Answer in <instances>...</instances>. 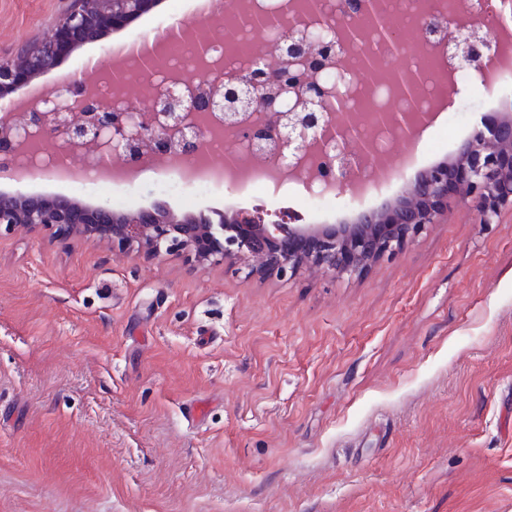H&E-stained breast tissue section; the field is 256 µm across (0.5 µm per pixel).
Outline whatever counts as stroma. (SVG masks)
I'll list each match as a JSON object with an SVG mask.
<instances>
[{
  "label": "stroma",
  "instance_id": "35a3bbf8",
  "mask_svg": "<svg viewBox=\"0 0 512 512\" xmlns=\"http://www.w3.org/2000/svg\"><path fill=\"white\" fill-rule=\"evenodd\" d=\"M166 0L140 38L185 22ZM68 0H0V55ZM95 60L84 45L44 91ZM479 83L430 157L498 120ZM403 184L309 224H340ZM111 196L196 215L239 205L165 167ZM0 512H512V211L449 203L395 256L343 275L242 280L49 231L0 233Z\"/></svg>",
  "mask_w": 512,
  "mask_h": 512
}]
</instances>
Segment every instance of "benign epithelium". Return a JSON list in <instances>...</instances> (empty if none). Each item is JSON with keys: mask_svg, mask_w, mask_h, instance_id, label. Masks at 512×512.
<instances>
[{"mask_svg": "<svg viewBox=\"0 0 512 512\" xmlns=\"http://www.w3.org/2000/svg\"><path fill=\"white\" fill-rule=\"evenodd\" d=\"M289 3L282 0L278 11H255L246 19L245 26L256 32L250 52L257 62L221 85L193 68L182 86L153 85L144 94L139 83L117 76L124 86L123 98L139 106L136 120L112 102L87 94L81 77L66 78L61 90L26 111L0 117V170L15 166L22 132L43 145L60 144L66 154L101 155L112 141H119L123 152L112 164L126 167L146 158L164 161L174 154L198 152L206 145V133L189 125L186 115L202 112L222 123L233 141L272 165L286 148L304 152L326 140L343 142L334 161L320 151L310 157L327 181L357 194L359 169L353 160L369 159L373 143L353 132L367 123L410 139L426 115L416 108L422 78L404 66L403 56L441 40L443 27L423 17L419 31L402 34L385 24L379 0H348L334 42L285 38L282 47L273 49L263 33L285 25L299 32L309 21L290 12ZM154 4L155 0H74L49 35L0 57V94L29 85L63 58L122 29ZM495 34L493 22H486L482 33L454 44L452 57L475 72L489 69ZM331 58L342 76L334 90L316 76L318 66ZM384 81L398 82V97L367 116L349 110L352 97L371 94ZM291 93L296 101L289 109L286 98ZM456 152L457 162L417 173L396 202L361 211L350 224H287L282 216L268 224L261 215H179L162 206L116 210L106 202L80 204L69 197L45 198L18 188L0 192V227L48 229L59 239L82 235L107 241L120 252L137 246L153 258L180 253L215 266L239 261L242 267L236 273H244L246 280L259 269L283 277L305 265L356 274L395 255L438 223L451 197L470 204L484 224L512 209V119L476 127Z\"/></svg>", "mask_w": 512, "mask_h": 512, "instance_id": "benign-epithelium-1", "label": "benign epithelium"}]
</instances>
